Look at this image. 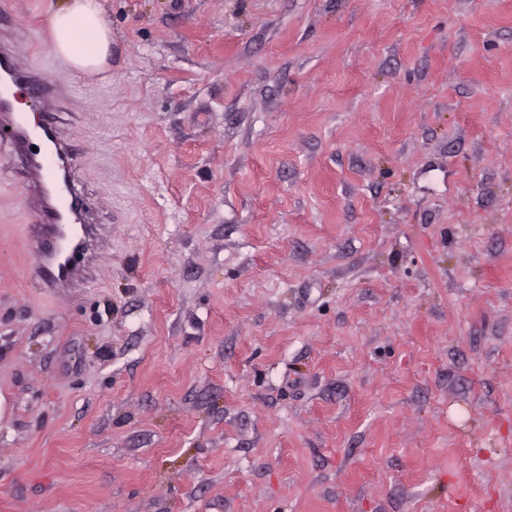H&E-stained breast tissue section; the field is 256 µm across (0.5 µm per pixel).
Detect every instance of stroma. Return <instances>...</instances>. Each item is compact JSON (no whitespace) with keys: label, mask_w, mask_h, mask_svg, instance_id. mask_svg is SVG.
<instances>
[{"label":"stroma","mask_w":512,"mask_h":512,"mask_svg":"<svg viewBox=\"0 0 512 512\" xmlns=\"http://www.w3.org/2000/svg\"><path fill=\"white\" fill-rule=\"evenodd\" d=\"M90 276L0 147V512H512V0H101Z\"/></svg>","instance_id":"stroma-1"}]
</instances>
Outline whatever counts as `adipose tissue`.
<instances>
[{
	"instance_id": "adipose-tissue-1",
	"label": "adipose tissue",
	"mask_w": 512,
	"mask_h": 512,
	"mask_svg": "<svg viewBox=\"0 0 512 512\" xmlns=\"http://www.w3.org/2000/svg\"><path fill=\"white\" fill-rule=\"evenodd\" d=\"M53 34L52 49L72 73L103 72L112 53V35L99 0H68L47 17Z\"/></svg>"
}]
</instances>
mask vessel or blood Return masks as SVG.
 I'll use <instances>...</instances> for the list:
<instances>
[{"instance_id":"obj_1","label":"vessel or blood","mask_w":512,"mask_h":512,"mask_svg":"<svg viewBox=\"0 0 512 512\" xmlns=\"http://www.w3.org/2000/svg\"><path fill=\"white\" fill-rule=\"evenodd\" d=\"M0 66L11 72L10 91L0 92V143L9 146L26 174L24 209L42 228L35 272L42 287L66 288L84 279L91 265L90 260L82 256L86 237H79L69 249L61 247L67 213L88 211L87 201L72 190L62 196L53 190L58 179L70 178L74 163L70 145L55 114L74 96L75 87L63 79L46 83L22 39L2 29ZM21 91L40 102L39 126H32L26 113L17 111L16 96ZM40 136L47 140L44 150L32 151L33 139Z\"/></svg>"}]
</instances>
